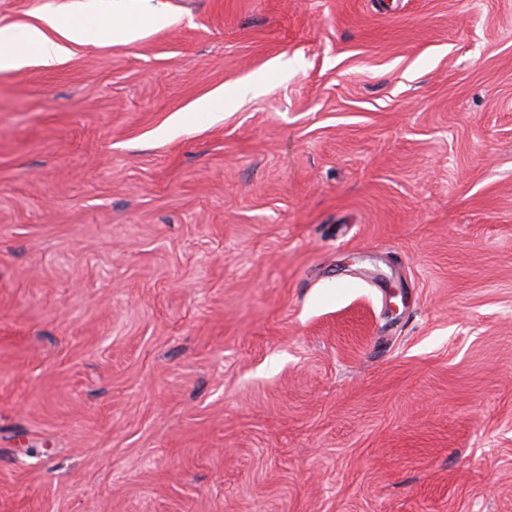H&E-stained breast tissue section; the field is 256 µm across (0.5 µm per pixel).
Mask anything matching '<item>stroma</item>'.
I'll return each instance as SVG.
<instances>
[{
	"label": "stroma",
	"instance_id": "obj_1",
	"mask_svg": "<svg viewBox=\"0 0 512 512\" xmlns=\"http://www.w3.org/2000/svg\"><path fill=\"white\" fill-rule=\"evenodd\" d=\"M164 2L0 0V512H512V0ZM134 8L127 12L122 7L126 1L112 2V42L124 45L134 41L143 27L163 28L175 22L161 0H133ZM131 15L129 18L127 15ZM93 26L84 19L47 14L37 24L0 28V71L17 69L34 57L55 63L72 53V46L97 43Z\"/></svg>",
	"mask_w": 512,
	"mask_h": 512
}]
</instances>
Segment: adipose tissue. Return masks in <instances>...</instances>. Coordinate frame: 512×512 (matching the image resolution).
<instances>
[{"label":"adipose tissue","mask_w":512,"mask_h":512,"mask_svg":"<svg viewBox=\"0 0 512 512\" xmlns=\"http://www.w3.org/2000/svg\"><path fill=\"white\" fill-rule=\"evenodd\" d=\"M125 10L124 0L112 3V42L124 45L134 41L143 27L163 28L174 19L162 0H133ZM92 25L82 19L55 14L41 16L38 23L20 28H0V71L13 70L36 58L43 64L55 63L71 54L73 47L96 43Z\"/></svg>","instance_id":"1"}]
</instances>
